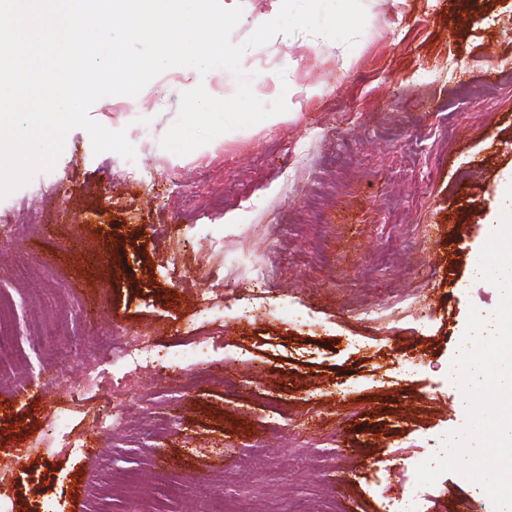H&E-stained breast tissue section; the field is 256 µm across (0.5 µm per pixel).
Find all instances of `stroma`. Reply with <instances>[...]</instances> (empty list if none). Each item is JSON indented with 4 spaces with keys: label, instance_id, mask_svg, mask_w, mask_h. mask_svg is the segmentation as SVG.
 <instances>
[{
    "label": "stroma",
    "instance_id": "1",
    "mask_svg": "<svg viewBox=\"0 0 512 512\" xmlns=\"http://www.w3.org/2000/svg\"><path fill=\"white\" fill-rule=\"evenodd\" d=\"M222 4L243 9L240 44L281 0ZM364 5L354 45L279 33L244 53L254 94L286 98L277 123L184 156L163 149L184 92L237 89L228 70L185 67L181 80L153 78L139 111H121L120 95L92 106L94 120L125 130L134 162L94 153L76 128L42 175L60 191L0 199V225L18 227L0 241L18 354L0 368V458L23 459L0 498L14 512H384L386 496L417 490L421 512H495L458 474L422 488L401 474L464 425L448 368L470 309L500 300L474 268L489 217L512 209L501 194L512 180V0ZM290 157L292 178L281 173ZM32 212L44 219L34 235ZM242 254L271 272L274 313L252 324L237 318L249 269L224 263ZM227 282L237 294L223 320L199 313L195 294ZM299 304L313 324L289 317ZM178 326L213 337L210 354L188 360L183 387L155 379L132 394L180 418L157 440L141 415L98 440L136 480L90 505L88 464L40 454L58 395L37 377L118 327L151 329L157 349L180 351ZM216 441L232 466L201 456Z\"/></svg>",
    "mask_w": 512,
    "mask_h": 512
}]
</instances>
